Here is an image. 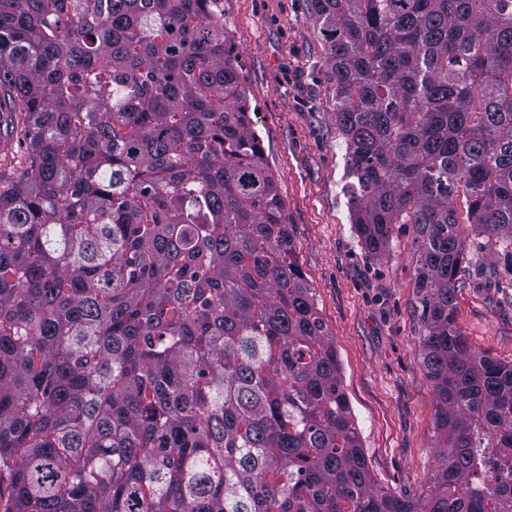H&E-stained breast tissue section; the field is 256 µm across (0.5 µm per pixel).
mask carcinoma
Wrapping results in <instances>:
<instances>
[{
  "instance_id": "carcinoma-1",
  "label": "carcinoma",
  "mask_w": 512,
  "mask_h": 512,
  "mask_svg": "<svg viewBox=\"0 0 512 512\" xmlns=\"http://www.w3.org/2000/svg\"><path fill=\"white\" fill-rule=\"evenodd\" d=\"M309 2L358 237L418 232L430 489L367 465L218 0H0V512H512L455 297L463 225L512 249V0Z\"/></svg>"
}]
</instances>
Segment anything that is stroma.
I'll use <instances>...</instances> for the list:
<instances>
[{"mask_svg": "<svg viewBox=\"0 0 512 512\" xmlns=\"http://www.w3.org/2000/svg\"><path fill=\"white\" fill-rule=\"evenodd\" d=\"M219 7L371 473L393 494L419 498L436 467L437 398L418 354L415 228L394 225L379 258L355 234L331 62L308 0H219ZM467 234L457 324L473 351L510 363L512 254L477 228Z\"/></svg>", "mask_w": 512, "mask_h": 512, "instance_id": "stroma-1", "label": "stroma"}]
</instances>
